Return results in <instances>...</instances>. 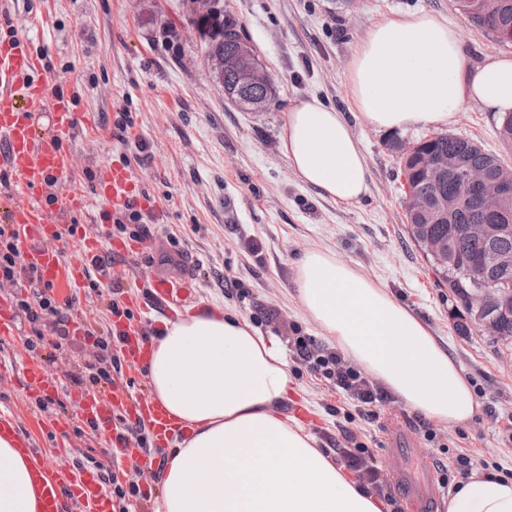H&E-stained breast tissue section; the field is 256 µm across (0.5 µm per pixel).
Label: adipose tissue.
Returning <instances> with one entry per match:
<instances>
[{"instance_id":"obj_1","label":"adipose tissue","mask_w":512,"mask_h":512,"mask_svg":"<svg viewBox=\"0 0 512 512\" xmlns=\"http://www.w3.org/2000/svg\"><path fill=\"white\" fill-rule=\"evenodd\" d=\"M348 80L359 118L406 132L448 125L469 102L512 112V56L469 66L454 26L421 10L385 19L355 49ZM281 150L297 179L350 205L368 188L347 115L312 97L286 114ZM295 298L325 336L412 410L436 424L471 420L478 404L455 360L407 307L321 249L296 267ZM150 394L192 437L167 449L155 512H381L282 406L291 379L279 344L244 317L209 309L166 321L153 337ZM0 437V512H38L32 464ZM447 512H512V478L472 475Z\"/></svg>"}]
</instances>
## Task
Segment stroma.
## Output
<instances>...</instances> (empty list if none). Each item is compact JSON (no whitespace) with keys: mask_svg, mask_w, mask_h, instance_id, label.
<instances>
[{"mask_svg":"<svg viewBox=\"0 0 512 512\" xmlns=\"http://www.w3.org/2000/svg\"><path fill=\"white\" fill-rule=\"evenodd\" d=\"M226 15L241 25L273 75L270 105L244 112L225 102L224 89L205 55L206 37L189 21L188 0H0V39L25 37L41 62L40 78L51 95L65 97L79 118L68 147L78 157L72 175L90 194L75 213L79 232L66 237L63 257L82 243L81 232L108 233L112 205L97 193L102 163L122 161L142 195L157 202L153 237L141 249L112 254L111 274L98 292L115 289L148 335L183 311L223 308L255 320L259 309L279 312L282 322L259 323V332L287 347L284 324L301 335L319 336L318 326L291 292L297 260L310 248L333 252L357 267L409 308L454 357L479 405L461 425H434L400 401L382 407L379 419L348 422L357 441L371 448L383 480H390L388 455L394 431H405L428 454L435 479V512H446L449 494L464 475L452 461L470 453L479 471H512V347L470 330L459 333L463 313L439 285L415 246L405 217L401 161L394 146L429 136V129L378 131L353 121L368 168V189L359 203L339 206L296 178L281 150L285 115L299 100L318 97L349 111L347 72L356 47L379 20L427 9L455 25L470 64L503 54L512 45L474 27L451 0H222ZM131 119L125 140L116 137L120 116ZM496 117L479 104H464L446 133L481 145L512 166V143L497 134ZM238 285L226 287L225 278ZM154 278L189 281L180 305L150 303ZM30 332L26 321L0 343V413L13 416L18 437L49 459L62 453L53 427L71 407L69 378L91 341L71 334L61 350L39 349L63 379L54 404L39 408L20 379L17 354ZM294 391L286 409L318 447L330 448L336 419L328 414L336 396L302 365L289 363ZM45 428L30 427L33 418Z\"/></svg>","mask_w":512,"mask_h":512,"instance_id":"1","label":"stroma"}]
</instances>
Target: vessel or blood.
Masks as SVG:
<instances>
[{
    "label": "vessel or blood",
    "mask_w": 512,
    "mask_h": 512,
    "mask_svg": "<svg viewBox=\"0 0 512 512\" xmlns=\"http://www.w3.org/2000/svg\"><path fill=\"white\" fill-rule=\"evenodd\" d=\"M39 70L37 57L22 39L0 41V133L6 136V169L11 180L9 191L0 195V222L22 228L18 247L25 261L36 267L43 284L68 294L84 282L92 261L106 244L99 235H85L80 252L68 259L49 245L50 240L62 236L68 218L82 210L88 198L82 186L71 179L77 157L66 142L75 117L63 98H48ZM46 108L54 116L49 132L42 131L36 122L37 113ZM50 180L63 182L64 187L56 200L46 205L37 191ZM98 191L116 205L138 198L126 169L117 161L105 168ZM189 291L185 281L151 282L153 301L164 306L182 299ZM113 332L123 338L125 357L131 366L142 368L148 345L145 336L123 319L115 322ZM22 385L27 393L47 397L59 390L61 378L39 357L29 355L22 368ZM73 410L99 429L107 443V455L115 462L136 454L130 443L120 438L117 416L130 421L148 419L162 438L171 430L165 411L149 393L134 394L122 387H112L103 394L75 395ZM20 449L31 459L33 478L40 490V512H65V501L70 497L79 499L85 512H109V498L97 469L51 463L26 441ZM389 453L406 461L405 466L394 470L393 486L403 490L418 512H432L436 489L423 449L399 432L392 439Z\"/></svg>",
    "instance_id": "b4317fda"
}]
</instances>
